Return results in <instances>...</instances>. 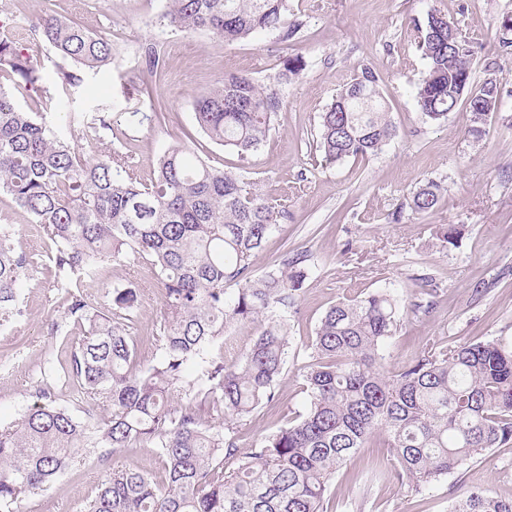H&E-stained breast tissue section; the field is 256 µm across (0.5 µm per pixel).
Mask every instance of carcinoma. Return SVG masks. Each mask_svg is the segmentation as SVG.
I'll list each match as a JSON object with an SVG mask.
<instances>
[{
  "mask_svg": "<svg viewBox=\"0 0 512 512\" xmlns=\"http://www.w3.org/2000/svg\"><path fill=\"white\" fill-rule=\"evenodd\" d=\"M163 18L180 32L205 30L226 43L259 31L287 42L303 27L289 0H168ZM38 28L65 63L94 69L112 62L105 33L55 15L39 16ZM415 30L426 64L415 91L422 119L444 122L463 103L468 135L483 137L502 104L499 78L473 81L471 43L441 11ZM0 75L16 90L39 82L30 57L7 36L0 38ZM280 103L275 85L226 73L196 100L195 120L210 140L244 157L266 142ZM395 136L386 97L365 66L320 113L316 148L334 165L376 156ZM0 193L42 229L67 315L83 334L61 365L75 408L56 405L46 386L39 401L0 424V512H20L26 498L85 456L107 459L123 448L151 449L165 482L113 468L86 512H327L332 477L377 436L390 448L395 475L416 492L512 441V348L494 338L439 347L391 374L380 349L396 334L404 306L380 290L325 311L300 368L305 411L240 457L235 424L276 404L290 349L288 311L308 275L298 253L252 275L283 211L243 175L180 145L164 152L144 185L129 157L80 155L2 86ZM441 194L429 180L408 208L427 212ZM15 235L0 224L1 320L17 313L19 288L35 264L16 249ZM117 260L149 261L162 290L160 354L138 371L129 333L137 290L112 289L105 307L73 291ZM235 324H256L259 333L227 362L212 347ZM231 458L237 466L226 473ZM450 512H512V498L466 492Z\"/></svg>",
  "mask_w": 512,
  "mask_h": 512,
  "instance_id": "obj_1",
  "label": "carcinoma"
}]
</instances>
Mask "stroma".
I'll list each match as a JSON object with an SVG mask.
<instances>
[{"instance_id":"stroma-1","label":"stroma","mask_w":512,"mask_h":512,"mask_svg":"<svg viewBox=\"0 0 512 512\" xmlns=\"http://www.w3.org/2000/svg\"><path fill=\"white\" fill-rule=\"evenodd\" d=\"M304 26L288 42L260 31L224 43L211 33L185 34L164 26L167 0H0L4 33L30 55L39 91H17L24 110L44 113L59 136L85 156L131 155L142 181H149L159 156L180 144L208 163L244 170L264 195L277 199L286 217L253 265L262 276L284 252L307 255L310 272L288 316L290 353L276 393L279 403L238 426L240 453L279 425L284 412L301 410L306 395L298 377L316 327L333 304L361 293L388 289L405 302H431L429 312L407 315L383 348L396 371L412 356L435 346L496 338L512 345V46L502 44L499 22L512 14V0H297ZM440 10L457 22L473 47L472 73L482 80L494 63L502 84V107L479 140L468 136L470 114L458 108L447 121L423 122L415 87L424 62L415 46L414 21ZM66 17L93 31L111 34L112 61L79 70L65 108L58 56L44 43L32 17ZM156 47L157 74L145 70V52ZM302 56L299 79L280 85L281 105L263 145L247 160L211 142L194 120L197 96L225 73L248 75L266 84L286 59ZM375 72L390 106L397 135L382 153L327 166L316 149L318 116L362 67ZM163 111V123L137 122L134 113ZM100 112L105 126L88 141L68 113ZM445 188L438 205L393 221L427 180ZM0 224L18 229L19 251L37 256L18 297V316L0 322V423L13 421L36 399L48 360H66L80 332L66 316L54 286L55 268L38 225L0 196ZM460 230L456 245L433 239L437 225ZM132 286L139 305L130 330L141 364L157 357L156 335L163 320L162 291L146 262L104 267L87 294L108 304L114 286ZM133 468L163 479L147 448H126L109 460L90 456L59 475L46 491L22 504L23 512H84L110 468ZM390 452L375 441L335 475L328 512H350L348 503L366 490L362 512H448L468 490L512 498V444L448 474L422 493L390 476Z\"/></svg>"}]
</instances>
